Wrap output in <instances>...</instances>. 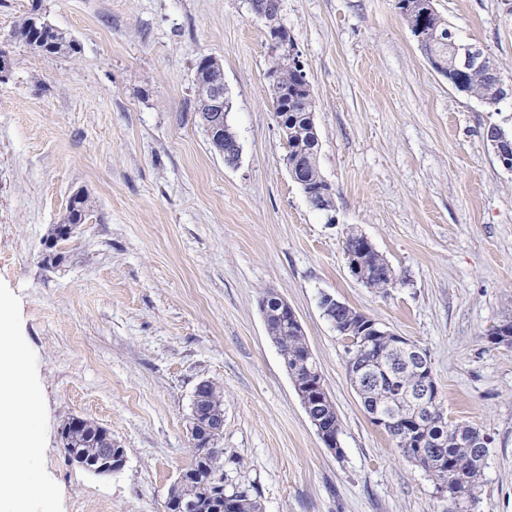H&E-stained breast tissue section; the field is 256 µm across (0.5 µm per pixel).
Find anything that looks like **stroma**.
I'll use <instances>...</instances> for the list:
<instances>
[{
	"instance_id": "stroma-1",
	"label": "stroma",
	"mask_w": 512,
	"mask_h": 512,
	"mask_svg": "<svg viewBox=\"0 0 512 512\" xmlns=\"http://www.w3.org/2000/svg\"><path fill=\"white\" fill-rule=\"evenodd\" d=\"M434 4L512 86V0ZM35 7L76 54L11 41ZM277 23L312 87L331 216L288 172L278 53L249 0H0V291L14 303L20 388L38 395L39 453L15 451L30 512H165L203 380L224 394V471L257 489L262 512H512V347L487 339L512 316V171L486 139L512 133V98L491 107L452 88L397 0H280ZM204 56L223 67L233 165L195 111ZM79 194L83 224L51 244ZM351 226L395 271L388 294L350 274ZM268 291L302 325L341 453L324 447L267 334ZM324 294L426 349L448 418L490 437L471 498L450 505L371 423ZM71 417L111 431L123 467L71 463L59 438Z\"/></svg>"
}]
</instances>
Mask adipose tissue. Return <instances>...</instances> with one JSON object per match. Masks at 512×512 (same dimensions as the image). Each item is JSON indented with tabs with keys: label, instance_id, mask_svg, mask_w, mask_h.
<instances>
[{
	"label": "adipose tissue",
	"instance_id": "ef3b65f1",
	"mask_svg": "<svg viewBox=\"0 0 512 512\" xmlns=\"http://www.w3.org/2000/svg\"><path fill=\"white\" fill-rule=\"evenodd\" d=\"M14 325L11 304L6 295L0 294V501L9 502V512H26L31 492L13 451L37 448L30 429L36 398L30 391L20 399L14 395L21 359L20 350L11 339Z\"/></svg>",
	"mask_w": 512,
	"mask_h": 512
}]
</instances>
